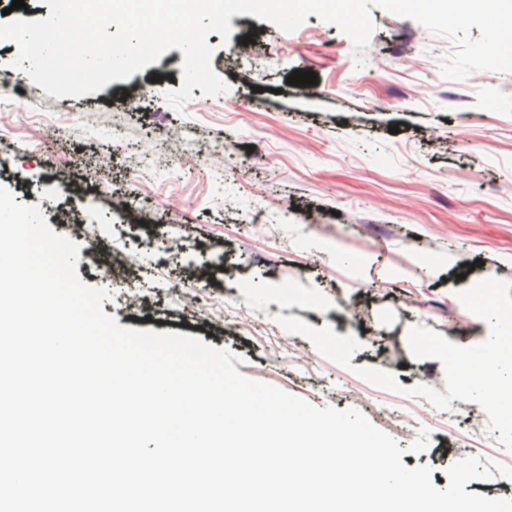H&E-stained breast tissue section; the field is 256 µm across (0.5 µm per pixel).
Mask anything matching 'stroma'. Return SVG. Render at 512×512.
I'll return each mask as SVG.
<instances>
[{
  "label": "stroma",
  "instance_id": "35a3bbf8",
  "mask_svg": "<svg viewBox=\"0 0 512 512\" xmlns=\"http://www.w3.org/2000/svg\"><path fill=\"white\" fill-rule=\"evenodd\" d=\"M371 14L361 66L352 40L317 15L292 32L233 15L234 32L257 34L259 47L224 48L210 34L212 68L230 90L193 88L179 112L163 95L182 86L180 49L134 73L126 92L109 84L56 98L21 78L17 44L0 41V185L47 217L67 201L65 185H89L64 233L83 248L81 281L113 292L103 310L121 327L200 338L243 356V375L360 410L404 448L406 467L431 468L438 489L455 461L479 457L492 477L467 492L512 498V453L484 411L456 399L440 412L405 393L445 389L441 362L411 355L410 329L476 345L488 326L464 313L458 292L512 279V74L444 78L450 40ZM296 70L317 84L289 85ZM158 71L166 80L154 82ZM21 94L37 120L6 109ZM97 246L111 275L89 255ZM190 264L212 265L213 281L183 279ZM278 314L355 336L351 368L286 333ZM361 367L395 373L401 392ZM424 427L428 448L408 452Z\"/></svg>",
  "mask_w": 512,
  "mask_h": 512
}]
</instances>
